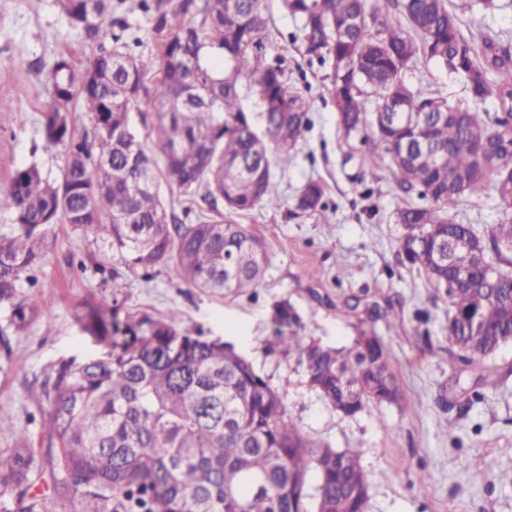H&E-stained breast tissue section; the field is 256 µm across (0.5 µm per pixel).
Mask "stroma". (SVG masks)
Listing matches in <instances>:
<instances>
[{"instance_id":"obj_1","label":"stroma","mask_w":512,"mask_h":512,"mask_svg":"<svg viewBox=\"0 0 512 512\" xmlns=\"http://www.w3.org/2000/svg\"><path fill=\"white\" fill-rule=\"evenodd\" d=\"M139 2L124 0L121 16L137 54L147 56L156 45ZM447 3L467 38L489 34L512 46V0H496L493 9L481 0ZM266 13L272 32L266 59L283 61L310 106L312 125L288 167L275 172L277 202L239 218L266 244L264 279L222 298L163 269L147 281L128 278L117 304L154 317L178 310L180 328L232 344L280 394L304 434L358 453L369 483L368 512H512V343L491 356L483 381L453 356L447 300L398 253L396 209L417 202V195H404L389 169L371 168L359 138L345 135L327 90L333 67L306 55L300 21L281 0H267ZM78 38L55 0H0V190L14 169L34 162L61 179L64 150L43 129L48 80L58 50ZM407 78L449 103H469L480 119L502 113L496 97L470 102L466 78L443 66L420 61ZM310 180L323 185L324 206L303 212L296 195ZM501 220L490 191L467 198L455 216L480 231ZM51 235L54 244L29 290L42 312L11 343L22 370L0 372V416L25 427L38 449L46 446L41 431L48 412L40 384L60 359L101 355L80 329L79 305L108 293L104 271L125 270L119 253L81 238L70 225H54ZM282 300L292 305L303 334L322 344H349L362 328L379 336L401 403L346 417L310 390L296 353L276 337L272 310ZM348 302L356 309L346 317ZM477 392L483 402L473 401Z\"/></svg>"}]
</instances>
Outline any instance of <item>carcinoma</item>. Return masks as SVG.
I'll list each match as a JSON object with an SVG mask.
<instances>
[{"label": "carcinoma", "mask_w": 512, "mask_h": 512, "mask_svg": "<svg viewBox=\"0 0 512 512\" xmlns=\"http://www.w3.org/2000/svg\"><path fill=\"white\" fill-rule=\"evenodd\" d=\"M81 39L55 57L46 139L62 144V180L32 163L12 173L0 193V211L14 229L0 235V371L12 360L11 336L22 332L39 305L22 292L35 283L52 245L51 227L71 225L83 238L122 253L127 271L143 279L161 267L189 284L219 294H242L263 278L262 241L235 217L278 194L271 156L286 166L310 128L309 106L288 83L285 70L266 63L269 40L264 0H142L151 12L156 53L129 51L114 0H57ZM301 21L305 53L333 60L328 88L346 135L363 134L366 163L386 167L409 202L397 210L403 232L399 252L448 299V342L467 366L488 370L485 358L512 342V125L480 120L466 106L416 90L405 78L423 59L448 64L460 44L471 52L474 102L496 96L512 112V81L491 87L490 69H512V50L490 38L477 52L446 0H283ZM402 21L388 20V7ZM349 18L360 23L345 25ZM92 58L80 64L85 50ZM151 82H146L147 76ZM263 106L267 138L260 137L242 104L241 80ZM152 99L156 119L146 137L130 113ZM374 99L376 110L365 109ZM78 101L92 123L79 131L69 105ZM424 139L448 179L421 155L405 153L407 140ZM504 215L478 234L457 224L450 211L484 193L490 175ZM184 200L200 201L198 222L183 224L167 211L161 182ZM323 186L307 182L296 207H322ZM467 237L482 256L458 250L452 263L470 279L448 285L439 253L448 236ZM112 292L80 304L81 330L104 354L62 359L41 383L48 406L47 448L30 447L17 433L0 463V512H366L369 485L359 455L321 445L304 435L279 393L249 362L220 339L178 329L180 314L120 316ZM476 318L484 335H467ZM282 342L299 354L310 387L336 411L354 416L399 398L389 355L364 331L347 346H324L292 329L297 315L284 301L274 308ZM182 339L173 354L169 343ZM315 473V486L309 474ZM46 484V492L33 489Z\"/></svg>", "instance_id": "obj_1"}]
</instances>
